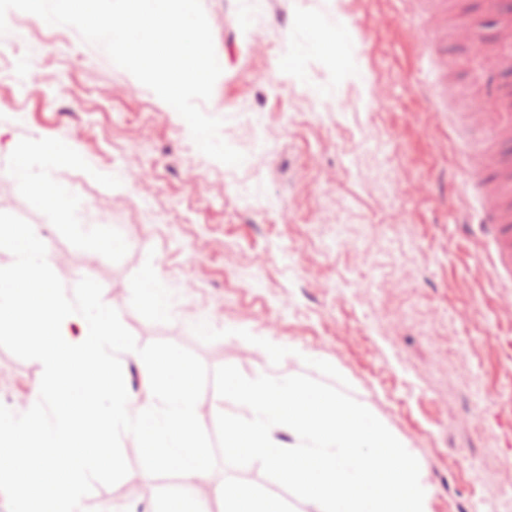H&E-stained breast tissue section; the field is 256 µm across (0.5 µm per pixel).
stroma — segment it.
Segmentation results:
<instances>
[{
	"label": "stroma",
	"mask_w": 512,
	"mask_h": 512,
	"mask_svg": "<svg viewBox=\"0 0 512 512\" xmlns=\"http://www.w3.org/2000/svg\"><path fill=\"white\" fill-rule=\"evenodd\" d=\"M202 4L223 72L201 108L223 119L243 164L202 154L177 113L76 29L27 14V42L0 56V212L68 255L52 265L66 291L98 281L138 345L169 341L207 370L231 364L249 378L317 380L304 359L319 356L409 445L431 512H512V281L455 222L465 175L448 126L450 113L493 109L483 61L451 37L462 23L492 37V19L479 0H451L437 43L416 0ZM251 11L260 20L240 24ZM311 17L341 18L348 41L289 72ZM434 46L457 62L445 107L425 92ZM341 56L357 78L338 75ZM51 148L62 158L49 179L101 245L18 188V152ZM202 320L228 337L198 340ZM239 329L292 353L272 364ZM42 373L0 347V404L28 410ZM121 445L128 475L95 485L83 512H153L158 490L187 486L148 474L134 439ZM209 478V512H224L227 482L314 512L257 463L221 462Z\"/></svg>",
	"instance_id": "35a3bbf8"
}]
</instances>
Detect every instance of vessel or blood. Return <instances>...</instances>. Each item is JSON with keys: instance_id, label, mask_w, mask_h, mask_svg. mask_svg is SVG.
<instances>
[{"instance_id": "obj_1", "label": "vessel or blood", "mask_w": 512, "mask_h": 512, "mask_svg": "<svg viewBox=\"0 0 512 512\" xmlns=\"http://www.w3.org/2000/svg\"><path fill=\"white\" fill-rule=\"evenodd\" d=\"M485 9L497 21L494 40L463 29L471 53L488 64L493 76L488 93L497 109L474 112L471 124L486 132L484 148L464 144L463 156L468 185L481 215L477 229L491 247L490 257L497 276H512V83L497 81L500 73H512V0H484Z\"/></svg>"}]
</instances>
